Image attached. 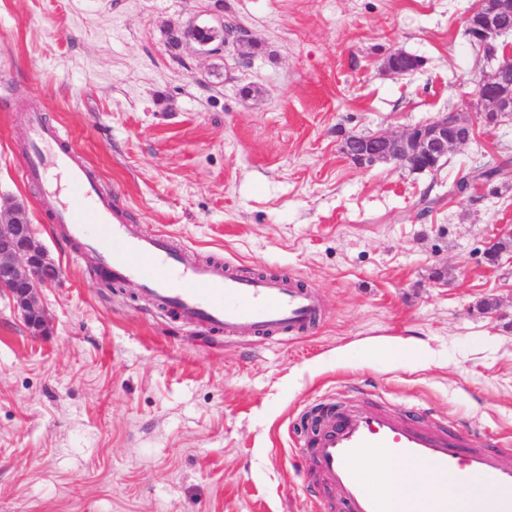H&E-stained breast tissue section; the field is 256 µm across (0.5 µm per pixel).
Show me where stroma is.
Returning <instances> with one entry per match:
<instances>
[{
	"label": "stroma",
	"mask_w": 512,
	"mask_h": 512,
	"mask_svg": "<svg viewBox=\"0 0 512 512\" xmlns=\"http://www.w3.org/2000/svg\"><path fill=\"white\" fill-rule=\"evenodd\" d=\"M250 67L169 40L204 0H0V213L26 208L61 269L32 334L0 297V512H342L306 490L311 407L369 388L368 406L498 444L512 464V188H448L512 156L486 126L492 71L466 35L475 0H226ZM421 69L384 73L388 52ZM458 111L474 139L436 172L363 169L345 135L399 133ZM38 115L69 135L142 233L190 261L229 259L310 288L306 337L210 344L107 284L26 180ZM493 301L482 310L483 301ZM410 343L428 361L388 355Z\"/></svg>",
	"instance_id": "35a3bbf8"
}]
</instances>
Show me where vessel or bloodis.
I'll return each instance as SVG.
<instances>
[{
  "label": "vessel or blood",
  "instance_id": "b4317fda",
  "mask_svg": "<svg viewBox=\"0 0 512 512\" xmlns=\"http://www.w3.org/2000/svg\"><path fill=\"white\" fill-rule=\"evenodd\" d=\"M25 135L32 148L25 176L42 185L41 206L71 241L97 253L101 271L113 280L139 282L158 308L228 342L296 337L318 322L320 303L311 289L227 260L187 261L168 235H146L126 222L56 127L34 114ZM317 419L316 432L304 442L311 470L337 490L344 512H399L393 497L353 466L370 448L429 466L462 485L487 482L489 494L477 503L478 512H512V465L493 450L384 409L329 400Z\"/></svg>",
  "mask_w": 512,
  "mask_h": 512
}]
</instances>
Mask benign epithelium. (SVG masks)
Masks as SVG:
<instances>
[{
  "label": "benign epithelium",
  "mask_w": 512,
  "mask_h": 512,
  "mask_svg": "<svg viewBox=\"0 0 512 512\" xmlns=\"http://www.w3.org/2000/svg\"><path fill=\"white\" fill-rule=\"evenodd\" d=\"M207 26L224 30L222 47L235 45L241 64L249 65L252 56L245 51L248 46L246 30L242 26H224V9L213 5L208 11ZM200 24L191 21L177 30L182 36V47L190 55L212 54L219 48L200 43L195 31ZM467 28L478 47L487 57L497 60L488 77L477 87L476 97L485 123L498 124L512 116V82L504 77L512 61V44L500 38L512 31V0H476L467 20ZM474 128L459 112H441L433 120L411 127L398 135L379 133L369 138L350 134L347 139L355 145L345 155L355 165L370 168L377 164H395L412 171H433L439 163L447 162L448 152L457 146L470 143ZM48 255L36 244L32 224L12 214L0 220V294L7 296L24 324L39 332L47 326V309L43 302V289L52 282L42 278L48 265Z\"/></svg>",
  "instance_id": "obj_1"
}]
</instances>
